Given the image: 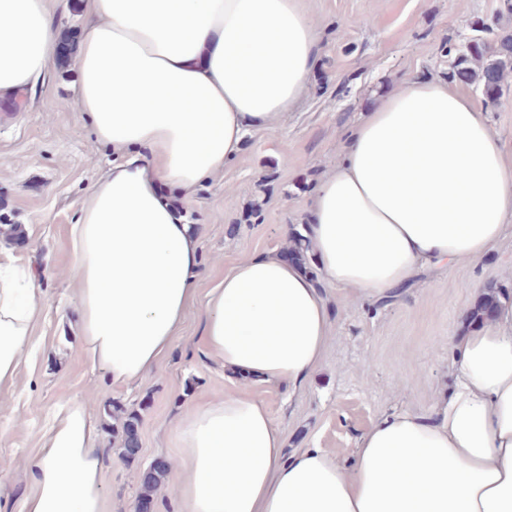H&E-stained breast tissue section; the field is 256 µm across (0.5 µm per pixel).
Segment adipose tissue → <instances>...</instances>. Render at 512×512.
<instances>
[{
  "mask_svg": "<svg viewBox=\"0 0 512 512\" xmlns=\"http://www.w3.org/2000/svg\"><path fill=\"white\" fill-rule=\"evenodd\" d=\"M78 94L118 155L73 225L77 309L93 365L129 384L170 348L200 277L177 201L239 155L246 135L306 92L317 36L297 0H90ZM57 51L47 0H0V91ZM512 225V161L487 118L449 85L412 80L354 128L312 199L322 284L282 255L250 257L206 295L201 343L241 382L295 387L329 337L322 287L400 296L424 272L489 253ZM45 309L30 271L0 263V388L12 386ZM436 418L383 416L350 463L286 452L247 390L175 426L181 512H512V306L455 345ZM22 512H102L101 458L80 400L26 460Z\"/></svg>",
  "mask_w": 512,
  "mask_h": 512,
  "instance_id": "obj_1",
  "label": "adipose tissue"
}]
</instances>
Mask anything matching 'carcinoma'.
<instances>
[{"label": "carcinoma", "instance_id": "carcinoma-1", "mask_svg": "<svg viewBox=\"0 0 512 512\" xmlns=\"http://www.w3.org/2000/svg\"><path fill=\"white\" fill-rule=\"evenodd\" d=\"M455 76L472 80L491 96H496L507 66L512 65V38L505 37L497 43L482 38H472L460 47H448ZM139 417L134 412L126 414L121 425V445L127 455L134 456L139 447L137 425Z\"/></svg>", "mask_w": 512, "mask_h": 512}]
</instances>
